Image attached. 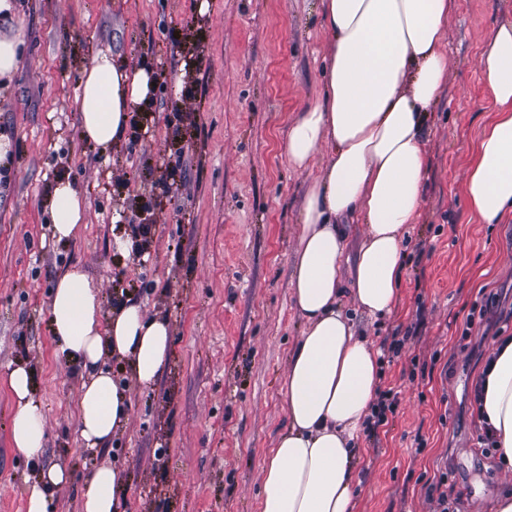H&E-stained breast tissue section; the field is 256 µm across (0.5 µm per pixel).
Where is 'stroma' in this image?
<instances>
[{
    "mask_svg": "<svg viewBox=\"0 0 512 512\" xmlns=\"http://www.w3.org/2000/svg\"><path fill=\"white\" fill-rule=\"evenodd\" d=\"M210 3L201 15L195 0H24L25 62L0 97L15 156L0 196V512H26L27 481L54 463L72 480L49 512H80L84 478L103 463L123 474L126 512H260L263 461L286 424L288 357L304 330L291 297L299 212L328 159L294 168L286 141L322 90L329 48L319 0ZM506 20L512 0H456L398 303L370 319L343 298L374 346L405 339L381 382L396 410L359 441L354 512H491L512 490V473L478 441L472 391L495 332L512 335L501 320L512 312V212L480 223L464 194L494 116L479 59ZM102 49L159 75L153 102L106 156L82 139L76 104L80 71ZM184 71L177 99L172 84ZM61 178L88 207L66 241L49 214ZM134 233L136 249L117 252L115 239ZM74 266L96 288L103 318L131 282L145 313L172 327L165 372L152 386L129 385L128 422L97 450L77 434L81 369L49 324L54 282ZM477 302L489 311L462 337ZM18 365L30 369L45 417L37 462L10 437L8 373Z\"/></svg>",
    "mask_w": 512,
    "mask_h": 512,
    "instance_id": "35a3bbf8",
    "label": "stroma"
}]
</instances>
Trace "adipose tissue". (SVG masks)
<instances>
[{"label":"adipose tissue","instance_id":"ef3b65f1","mask_svg":"<svg viewBox=\"0 0 512 512\" xmlns=\"http://www.w3.org/2000/svg\"><path fill=\"white\" fill-rule=\"evenodd\" d=\"M455 0H320L329 39L323 90L292 122L286 153L298 169L322 147L330 157L308 188L293 259L292 301L305 329L289 355L282 387L287 423L263 466L260 512H354L356 445L378 394L380 353L342 308L351 293L370 317L398 302L407 225L416 223L428 158L423 148L430 106L448 77L444 45ZM19 0H0V93L19 69L26 32ZM495 115L470 161L466 197L485 224L512 211V23L496 27L481 57ZM153 69L98 52L83 70L76 103L83 139L100 152L124 139L135 109L152 102ZM57 240L74 236L86 219L80 190L57 181L50 205ZM365 237L349 281H342L350 226ZM53 338L77 361L81 386L78 433L84 447L105 446L128 420L124 389L105 357L127 361L133 379L153 384L164 372L171 327L129 299L102 320L98 295L80 269L57 277L49 306ZM16 401L11 440L30 459L46 443L43 411L32 397L31 372L8 376ZM479 423L503 470L512 472V336L498 337L474 378ZM70 479L54 464L26 488V512H48L55 488ZM112 466L85 479L82 512H121Z\"/></svg>","mask_w":512,"mask_h":512}]
</instances>
